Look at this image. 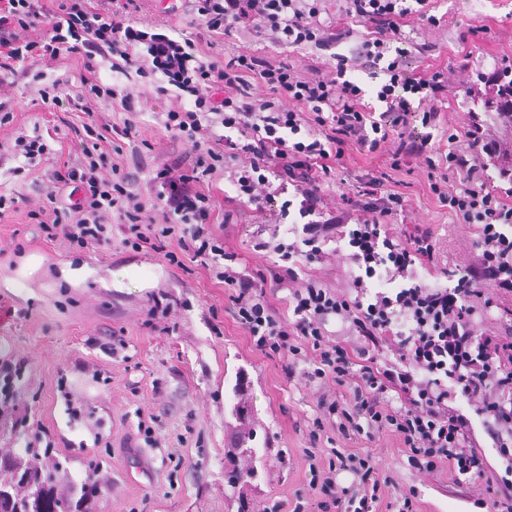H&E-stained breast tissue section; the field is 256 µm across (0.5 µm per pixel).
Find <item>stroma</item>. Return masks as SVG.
Masks as SVG:
<instances>
[{"instance_id": "stroma-1", "label": "stroma", "mask_w": 512, "mask_h": 512, "mask_svg": "<svg viewBox=\"0 0 512 512\" xmlns=\"http://www.w3.org/2000/svg\"><path fill=\"white\" fill-rule=\"evenodd\" d=\"M433 27L417 18L403 21L393 45L402 50L408 73L447 67L448 98L440 104L432 135L441 152L470 112L480 111L487 93L478 73L512 64V0H432ZM132 18L157 32L176 37L196 32L197 24L183 0H138ZM214 58L256 49L306 71L315 52L289 48L252 34L216 35L201 43ZM18 78L11 124L0 128V192L23 195L17 212L0 220V366L20 374L17 413L27 426L0 435V448L23 453L53 443V454L65 460L61 487L93 479L101 491L93 512H261L282 502L292 512L296 493L309 490L307 430L318 416V383L289 376L284 354L257 352L235 319L232 290L200 262L170 266L162 251L121 247L113 234L109 247L69 248L63 240L44 238L27 213L35 208L53 169L75 163L80 148L72 130L81 113L67 118L45 110L41 86L65 78L78 89L84 75L80 59L66 56L56 68ZM100 79L134 94L133 114L104 106L102 118L137 124L148 146L141 153L146 170L160 167L168 155L186 151L163 128L166 99L153 81L112 72L101 66ZM54 130L50 158H39L29 170L17 172L11 153L20 135ZM228 161L213 175L209 191L216 218L232 212L228 246L237 266L252 275L272 268L269 250L253 247V213L249 207L229 209L234 188ZM398 192L406 199L403 213L393 218L396 231L421 225L436 242L434 264L463 268L476 251L474 226L456 223L429 190L427 172L415 162L394 173ZM177 307L168 320L152 319L164 296ZM125 346L107 350L113 336ZM244 403L255 432V476L230 486L233 409ZM332 447L371 454L380 471L389 472L401 490L413 491L418 512H482V482L462 477L453 484L447 469L421 473L407 463L399 439L381 435L375 441L344 439L327 429Z\"/></svg>"}]
</instances>
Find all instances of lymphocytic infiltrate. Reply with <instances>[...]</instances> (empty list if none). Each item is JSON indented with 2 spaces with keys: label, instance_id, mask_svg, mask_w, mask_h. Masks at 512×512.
Masks as SVG:
<instances>
[{
  "label": "lymphocytic infiltrate",
  "instance_id": "obj_1",
  "mask_svg": "<svg viewBox=\"0 0 512 512\" xmlns=\"http://www.w3.org/2000/svg\"><path fill=\"white\" fill-rule=\"evenodd\" d=\"M120 2L104 13L87 0H57L53 8L45 0H0V126L13 119L12 79L28 74L29 60L52 69L74 55L87 73L79 90L58 79L40 92L49 111L79 112L86 121L80 160L52 171L46 201L29 218L47 239H64L72 249L111 244L117 224L123 246L163 244L169 264L181 265L186 255L209 264L232 288L235 318L257 351L309 362L308 379L347 388L344 400L325 393L317 399L320 415L306 453L309 486L319 496L310 508L296 502L292 512H414L412 498L391 495L392 478L369 457L319 449L329 425L349 440L393 433L410 467L430 472L445 465L484 481L492 512H512V336L479 330L477 322L493 307L494 293L512 292V203L501 188L512 184V169L499 167L495 188L476 176L499 151L491 126L512 123V113H469L459 144L441 165L430 138L412 132L414 122L435 119L434 110L415 112L413 101L443 100L448 77L441 70L408 75L390 43L406 18L435 23L429 0H348V17L368 30L353 44L348 29L323 17L322 0H187L200 36L245 29L325 52V61L304 74L260 51L207 57L192 39L134 28L125 15L137 0ZM103 60L112 72H136L157 82L159 94L175 96L163 125L188 149L153 171L151 198L132 189L143 171L135 124L96 119L105 102L135 109L130 93L98 79ZM356 70L382 77L376 98L383 112H368L363 88L350 77ZM257 84L264 94L254 93ZM352 148L380 159L387 171L359 180L342 192L339 206L327 208L322 187ZM230 158L243 165L231 176L235 194L228 204L259 214L276 195L294 192L280 207L282 215L294 210L304 220L291 227V241L268 246L264 226L256 228L257 248L278 257L270 275L287 289L292 318L268 303L212 229L215 205L204 184ZM413 158L423 160L431 193L459 223L475 225L480 238L479 254L464 269H443L446 288L415 277L416 264L436 252L432 230L417 226L400 236L387 222L404 202L390 174ZM452 172L464 176L461 190L449 187ZM333 243L349 249L358 269L351 291L303 272L305 264L329 261ZM376 278L387 290L369 291ZM402 316L410 321L404 330L396 326ZM333 318L349 324L352 340L328 335ZM489 446L504 471L487 458ZM343 471L354 475L351 486H338Z\"/></svg>",
  "mask_w": 512,
  "mask_h": 512
}]
</instances>
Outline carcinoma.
Returning a JSON list of instances; mask_svg holds the SVG:
<instances>
[{"label":"carcinoma","mask_w":512,"mask_h":512,"mask_svg":"<svg viewBox=\"0 0 512 512\" xmlns=\"http://www.w3.org/2000/svg\"><path fill=\"white\" fill-rule=\"evenodd\" d=\"M492 93L482 101L485 112L512 111V65L497 67L490 75ZM253 431L241 428L238 431L235 450L241 456L253 457ZM63 468L55 457L41 459L38 448H28L23 455H9L0 461V512H56L57 505L72 501V492L78 490L70 486L65 494L54 482ZM87 484L78 491L85 492Z\"/></svg>","instance_id":"cac0c4a2"}]
</instances>
